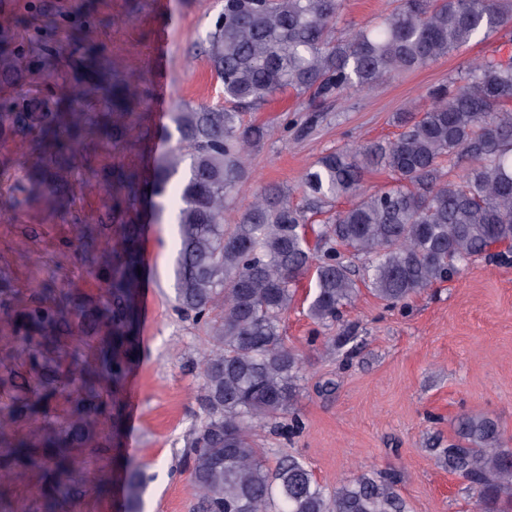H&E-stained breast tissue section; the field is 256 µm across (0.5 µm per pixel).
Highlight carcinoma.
Instances as JSON below:
<instances>
[{"label": "carcinoma", "mask_w": 512, "mask_h": 512, "mask_svg": "<svg viewBox=\"0 0 512 512\" xmlns=\"http://www.w3.org/2000/svg\"><path fill=\"white\" fill-rule=\"evenodd\" d=\"M343 0H224L203 53L224 85V105L185 106L174 113L176 146L149 176L112 172L121 191L113 234L92 241L108 261L92 271L100 294L82 300L46 288L13 316L22 338L0 385L12 392L10 421L47 417L53 399L70 408L62 430L19 441L0 456V471L39 476L46 512H60L73 495L70 476L86 464L84 448L107 418L137 350V294L143 276L141 227L124 219L147 199L155 218L174 201L179 311L204 332L197 361L201 415L189 439L197 512H409L395 473H361L334 490L308 465L283 456L270 465L257 428L284 431L280 419L298 396L303 362L288 346L282 318L296 300L297 282L314 277L308 316L329 326L343 317L361 288L390 307L451 279L495 244L512 245V63L483 58L428 93L419 113L399 112L402 128L388 142L332 151L303 174L306 207L292 192L261 188L234 224L224 223L246 167L247 152L266 129L244 120L280 91L326 100L367 90L467 45L478 35L512 32V0H401L383 21L336 38ZM132 94L112 86L102 128L118 132ZM88 114L56 110L32 138L43 154L66 158L56 137L64 127L78 142ZM464 157L465 172L450 181L445 164ZM382 165L389 186L364 185ZM341 198L350 207L327 223L307 224ZM368 259L357 275L340 249ZM436 456L477 498L478 512H512V448L501 422L463 414L454 437ZM148 477L138 465L124 477L126 512H142Z\"/></svg>", "instance_id": "1"}]
</instances>
